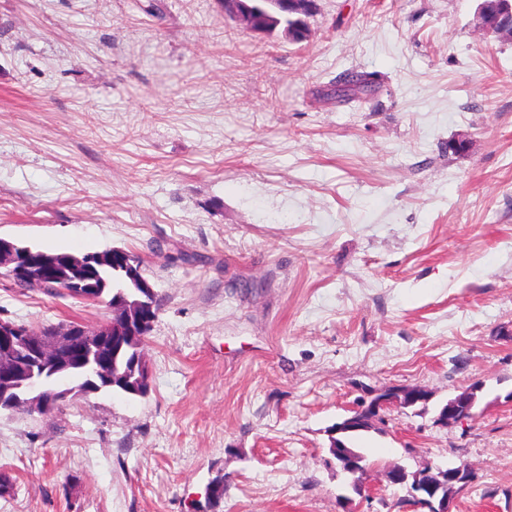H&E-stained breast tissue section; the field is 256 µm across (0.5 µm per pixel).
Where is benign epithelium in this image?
Masks as SVG:
<instances>
[{
  "mask_svg": "<svg viewBox=\"0 0 512 512\" xmlns=\"http://www.w3.org/2000/svg\"><path fill=\"white\" fill-rule=\"evenodd\" d=\"M277 8L298 19L312 13L313 0H274ZM477 21L480 28L503 38H512V0H479ZM91 256L77 258L69 254L58 257H38L28 247L19 246L0 238V277L16 279L22 276L44 275L52 272V279L62 280L74 268L90 263ZM145 294L138 301L140 315H135L126 303L118 300L112 304V319L105 333L117 336H139L136 327L145 325L142 314L153 308L154 291L144 280L140 281ZM85 326L73 324L63 331L46 327L31 332L12 321L0 320V339L6 350L0 354V410L25 407L33 413L47 414L66 401L69 394L60 395L45 386L46 376L52 374L50 367L56 364L63 353L78 339L85 336ZM478 387L462 393L444 405L437 417L442 424H454L473 414ZM429 401V394L420 388H385L376 390L370 399L361 400L352 414L336 423L331 429V450H336L341 436L354 425H370L381 418V413L391 407L406 409L418 403ZM343 471L354 476L352 486L361 491L360 476L366 468L359 466L348 454L336 458ZM392 485L404 484L413 479L407 487V500L419 512H450V502L456 487L474 481V473L465 464L439 468L437 472L416 471L412 474L403 467L388 471Z\"/></svg>",
  "mask_w": 512,
  "mask_h": 512,
  "instance_id": "1",
  "label": "benign epithelium"
}]
</instances>
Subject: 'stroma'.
Segmentation results:
<instances>
[{
	"label": "stroma",
	"mask_w": 512,
	"mask_h": 512,
	"mask_svg": "<svg viewBox=\"0 0 512 512\" xmlns=\"http://www.w3.org/2000/svg\"><path fill=\"white\" fill-rule=\"evenodd\" d=\"M138 3L0 0V237L125 250L160 301L148 395L0 411V512H413L385 470L460 464L452 512H512V41L478 0H317L300 43ZM111 316L0 277L1 319ZM388 387L430 399L362 433L357 497L328 431ZM479 386H473L469 391L462 393L444 405L437 417L442 424H454L467 419L466 416L474 415L473 409L476 402V392Z\"/></svg>",
	"instance_id": "obj_1"
}]
</instances>
